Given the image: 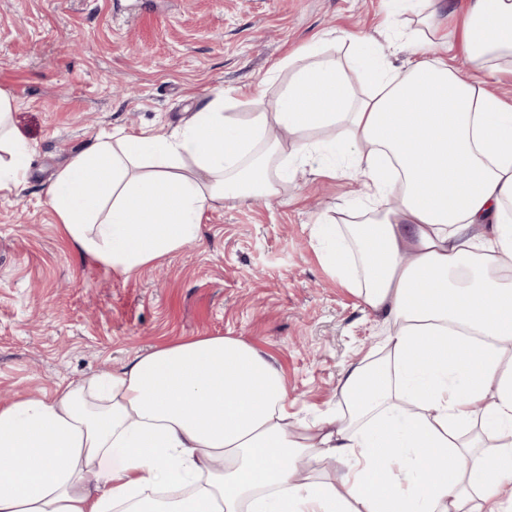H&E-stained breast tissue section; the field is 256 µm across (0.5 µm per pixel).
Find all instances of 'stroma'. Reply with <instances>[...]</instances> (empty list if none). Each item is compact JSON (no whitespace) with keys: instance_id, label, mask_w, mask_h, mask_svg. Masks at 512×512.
Wrapping results in <instances>:
<instances>
[{"instance_id":"1","label":"stroma","mask_w":512,"mask_h":512,"mask_svg":"<svg viewBox=\"0 0 512 512\" xmlns=\"http://www.w3.org/2000/svg\"><path fill=\"white\" fill-rule=\"evenodd\" d=\"M402 29L382 0H0V90L33 148L20 190L0 194V397L49 400L159 345L233 336L272 358L294 421L342 414L341 376L387 329L312 235L362 198L347 159L268 201L216 205L197 241L128 275L74 247L46 192L96 137L172 132L219 90L241 91L227 111H271L284 60L323 35L368 91L350 37L383 45Z\"/></svg>"}]
</instances>
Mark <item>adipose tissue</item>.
Returning a JSON list of instances; mask_svg holds the SVG:
<instances>
[{"label":"adipose tissue","mask_w":512,"mask_h":512,"mask_svg":"<svg viewBox=\"0 0 512 512\" xmlns=\"http://www.w3.org/2000/svg\"><path fill=\"white\" fill-rule=\"evenodd\" d=\"M385 4L411 23L389 50L360 44L371 93L355 94L319 39L273 111L238 117L221 90L174 134L98 137L46 192L79 250L129 274L197 239L215 204L275 195L314 149L306 132L340 131L324 149L364 177V208L312 234L391 327L384 356L339 382L348 419L293 426L280 371L241 339L174 341L53 400L0 404V512H502L512 501V97L492 89L512 78V0ZM391 50L409 51L402 67ZM13 110L0 91V193L21 186L32 153ZM477 426L493 452H478ZM313 455L342 459L340 481L305 476Z\"/></svg>","instance_id":"ef3b65f1"}]
</instances>
